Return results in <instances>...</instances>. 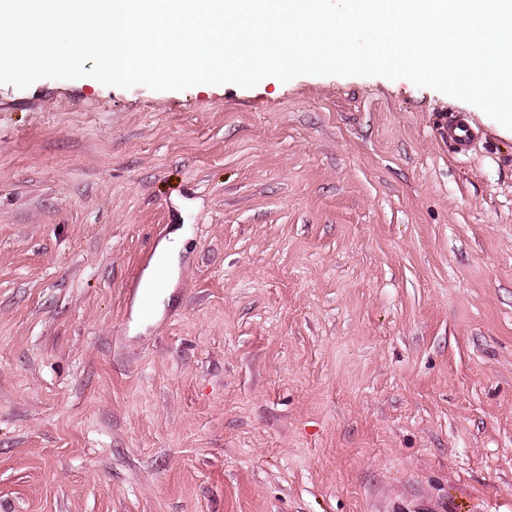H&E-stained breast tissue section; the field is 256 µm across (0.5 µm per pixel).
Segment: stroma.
<instances>
[{"label":"stroma","instance_id":"1","mask_svg":"<svg viewBox=\"0 0 512 512\" xmlns=\"http://www.w3.org/2000/svg\"><path fill=\"white\" fill-rule=\"evenodd\" d=\"M452 109L0 84V512H512V139ZM477 133L467 120L460 114L448 117V143L457 154H467L473 147ZM178 246L179 242L174 241L161 250L159 263L156 269L146 280L145 288H151L154 296L158 294L161 288L167 271L171 265V258L176 254V248Z\"/></svg>","mask_w":512,"mask_h":512}]
</instances>
